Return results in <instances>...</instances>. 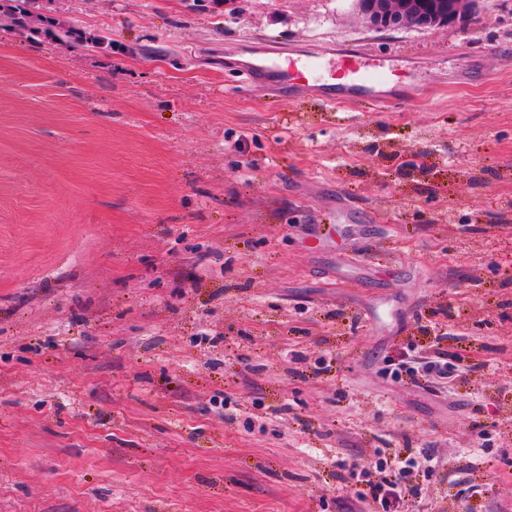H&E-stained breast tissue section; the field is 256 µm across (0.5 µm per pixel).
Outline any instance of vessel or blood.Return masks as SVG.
Returning <instances> with one entry per match:
<instances>
[{
    "mask_svg": "<svg viewBox=\"0 0 512 512\" xmlns=\"http://www.w3.org/2000/svg\"><path fill=\"white\" fill-rule=\"evenodd\" d=\"M331 59L340 63L342 77L320 76L324 61ZM247 74L255 82L266 80L279 86L313 92L330 106L360 96L372 97L386 105L402 101V85L395 79L393 69L368 61L361 48L315 52L287 64L267 55L252 62Z\"/></svg>",
    "mask_w": 512,
    "mask_h": 512,
    "instance_id": "vessel-or-blood-1",
    "label": "vessel or blood"
}]
</instances>
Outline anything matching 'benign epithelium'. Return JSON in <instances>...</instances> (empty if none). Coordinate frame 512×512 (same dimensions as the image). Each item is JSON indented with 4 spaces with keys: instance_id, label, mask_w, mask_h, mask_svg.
<instances>
[{
    "instance_id": "obj_1",
    "label": "benign epithelium",
    "mask_w": 512,
    "mask_h": 512,
    "mask_svg": "<svg viewBox=\"0 0 512 512\" xmlns=\"http://www.w3.org/2000/svg\"><path fill=\"white\" fill-rule=\"evenodd\" d=\"M461 0H354L358 14L369 27L429 30L466 19Z\"/></svg>"
}]
</instances>
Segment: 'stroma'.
<instances>
[{
    "label": "stroma",
    "mask_w": 512,
    "mask_h": 512,
    "mask_svg": "<svg viewBox=\"0 0 512 512\" xmlns=\"http://www.w3.org/2000/svg\"><path fill=\"white\" fill-rule=\"evenodd\" d=\"M40 5L107 44L0 27V512H512V0ZM348 44L404 104L242 73ZM358 14L369 27L384 29L417 28L429 30L466 20L461 0H354ZM369 492L380 500H387V504L392 506V509H397L403 503L405 495H403V488L400 486L396 473L388 471L379 483H374L369 479L366 480Z\"/></svg>",
    "instance_id": "1"
}]
</instances>
